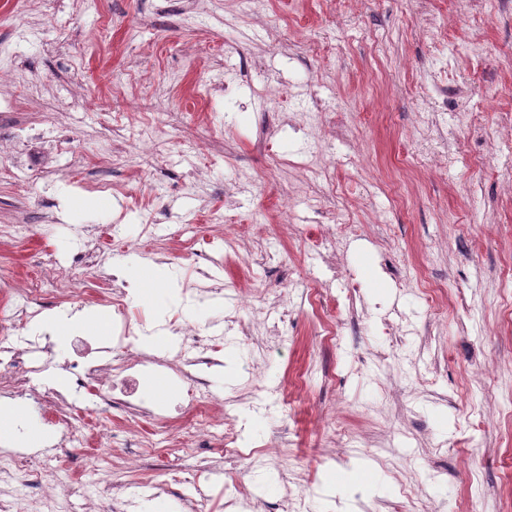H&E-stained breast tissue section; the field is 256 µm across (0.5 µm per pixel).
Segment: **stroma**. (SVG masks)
Listing matches in <instances>:
<instances>
[{"label": "stroma", "mask_w": 512, "mask_h": 512, "mask_svg": "<svg viewBox=\"0 0 512 512\" xmlns=\"http://www.w3.org/2000/svg\"><path fill=\"white\" fill-rule=\"evenodd\" d=\"M15 3L0 0V45L16 81L0 130L31 138L22 158L0 156V306L31 305L13 280L46 256L71 259L83 248L79 229L103 234L121 222L126 248L110 267L82 266L76 277L93 291L123 270L133 306L155 325L134 339L144 355L174 342L173 319L209 336L227 329L219 363L202 373L224 401L225 422L243 427L242 447L276 443L302 475L310 512H424L428 501L434 512H464L467 494L480 512H512V415H479L488 395L512 396V197L501 192L512 179V0H358L340 18L327 0H53L23 14ZM458 11L463 25L449 28ZM475 32L476 58L466 52ZM141 71L173 99L164 119L151 89L136 83ZM227 80L245 105L231 125L215 90ZM271 82L321 107L308 132L260 97ZM32 84L42 87L35 102ZM158 122L159 155L143 158L136 143ZM53 125L77 131L79 147L48 135ZM103 139L112 143L106 166L92 150ZM443 149L455 162L438 172L427 159ZM303 152L330 160L328 173L297 183ZM199 167L206 181L190 183ZM102 171L107 192L95 186ZM375 171L380 189L358 204ZM283 192L301 200L291 240L277 230ZM339 212L363 231L344 242L334 279L310 230ZM212 215L241 224L254 256L243 270L223 240H206L222 260L210 272L223 289L200 296L185 290L195 273L171 234ZM148 216L150 260L136 247ZM318 281L339 303L332 346L321 344L306 299ZM276 298L284 342L228 330V318L249 322ZM85 313L112 310L61 296L11 341L26 348ZM389 321L410 330L388 335ZM486 359L499 363L497 379L489 392L466 393L468 371ZM307 364V386L269 404L268 387ZM145 371L151 408H168L188 430L172 408L185 382L160 366ZM208 462L177 448L147 452L125 492L145 512L159 501L177 512ZM240 480L267 502L285 495L277 471L225 463L224 492ZM419 485L428 501L412 500Z\"/></svg>", "instance_id": "stroma-1"}]
</instances>
